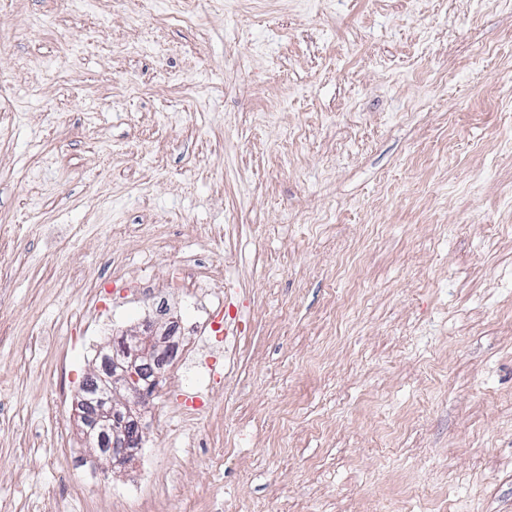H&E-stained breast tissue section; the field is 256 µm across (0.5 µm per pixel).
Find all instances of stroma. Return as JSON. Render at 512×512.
<instances>
[{
    "label": "stroma",
    "instance_id": "1",
    "mask_svg": "<svg viewBox=\"0 0 512 512\" xmlns=\"http://www.w3.org/2000/svg\"><path fill=\"white\" fill-rule=\"evenodd\" d=\"M193 8L0 0V512H512V0ZM163 303L115 468L81 387Z\"/></svg>",
    "mask_w": 512,
    "mask_h": 512
}]
</instances>
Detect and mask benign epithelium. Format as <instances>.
<instances>
[{
	"instance_id": "benign-epithelium-1",
	"label": "benign epithelium",
	"mask_w": 512,
	"mask_h": 512,
	"mask_svg": "<svg viewBox=\"0 0 512 512\" xmlns=\"http://www.w3.org/2000/svg\"><path fill=\"white\" fill-rule=\"evenodd\" d=\"M171 333V328L159 326L142 333L126 331L112 339L116 351L124 358L117 364L118 371L104 377L92 376L82 387L84 394L99 389L97 411L85 414L84 421L92 429L99 426L104 432H112L110 447L100 450V453L114 464L128 462L131 450L141 446L143 429L132 416V408L148 404L162 381L159 372L147 378L142 360L169 357L172 346L164 344V337Z\"/></svg>"
}]
</instances>
